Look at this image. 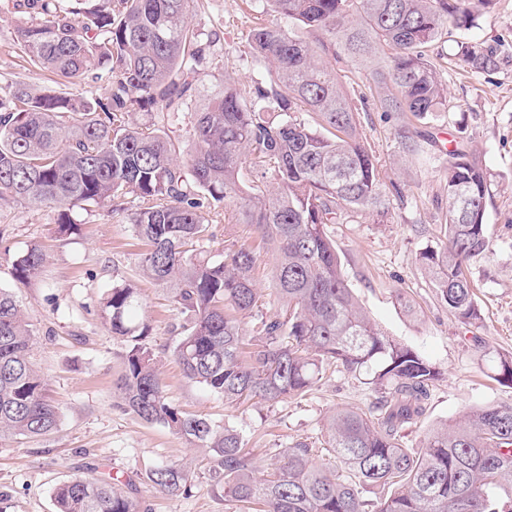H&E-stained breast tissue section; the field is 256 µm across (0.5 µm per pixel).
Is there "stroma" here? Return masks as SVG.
I'll return each mask as SVG.
<instances>
[{
    "instance_id": "1",
    "label": "stroma",
    "mask_w": 512,
    "mask_h": 512,
    "mask_svg": "<svg viewBox=\"0 0 512 512\" xmlns=\"http://www.w3.org/2000/svg\"><path fill=\"white\" fill-rule=\"evenodd\" d=\"M30 20L11 0H0V95L17 81L55 85L52 74L27 63L17 44L18 26ZM264 20L255 0H198L192 25L217 37L212 74L229 71L246 83L265 73L264 63L245 55L249 31ZM460 41L492 51L496 69L475 74L464 68L455 56ZM430 58L447 88L446 102L443 111L418 124L413 155L401 149L398 120L381 112L368 72L337 59L342 87L359 109L360 137L384 182L400 192L390 195L386 213L367 211L326 227L347 283L371 321L440 372L422 418L407 432L405 442L415 450L430 430L463 422L473 409L512 402V386L493 378L496 354L512 353V0H495L473 27L449 29ZM463 140L476 150L491 180L485 214L489 249L469 267L481 311L474 326L449 313L419 260L437 243L447 152ZM73 218L78 232L63 237L56 209L0 202V289L14 294L36 328L32 360L61 414L49 435L0 438V512H54L53 488L77 476H110L130 484L151 512H227L204 475L203 450L120 404L115 383L126 343L105 324L101 302L121 281L139 290L141 315L150 326L147 344L162 361L170 402L240 431L258 473L298 440L317 446V463H328L319 448L327 417L339 408L367 409L377 397L371 386L330 371L305 396L236 404L190 382L171 356L178 339L173 326L181 315L168 293L142 276L140 248L129 226L107 205L76 210ZM209 220L213 236L201 242V250L257 242L250 227L233 223L223 209L212 211ZM34 243L48 261L37 279L18 282L13 262ZM162 464L190 466L197 475L191 493L159 492L147 475Z\"/></svg>"
}]
</instances>
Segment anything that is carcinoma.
Listing matches in <instances>:
<instances>
[{
  "mask_svg": "<svg viewBox=\"0 0 512 512\" xmlns=\"http://www.w3.org/2000/svg\"><path fill=\"white\" fill-rule=\"evenodd\" d=\"M18 0L34 21L17 31L22 53L60 84L110 74L102 97L77 99L17 83L0 96V201L52 205L58 231L78 230L75 209L112 203L143 243L144 275L169 289L188 313L172 350L184 376L230 402L300 397L330 367L384 391L368 411L338 410L324 443L331 469L296 441L268 474L255 473L243 435L168 401L159 361L145 343L137 289L117 282L102 301L112 335L128 343L117 389L123 407L209 449L210 487L228 512H512V403L478 408L462 425L424 437L414 452L403 430L424 414L439 371L378 329L349 288L326 233L366 211L384 212L387 185L357 131L358 108L330 60L370 71L380 108L399 118L402 150L418 149L414 122L437 111L446 92L426 51L448 26L469 28L472 0H258L288 21L250 30L248 53L269 80L230 74L201 87L211 41L190 22L195 0ZM468 69L496 67L493 53L461 42ZM139 109L145 123L133 118ZM307 113L302 120L297 112ZM191 124L193 149L176 153L169 127ZM445 222L439 243L420 254L437 296L465 325L481 318L471 261L485 255L488 176L476 153L448 152ZM138 200L126 213V196ZM232 206L235 223L275 250L277 315L250 326L262 298L254 248L231 242L219 254L193 245L210 234L206 210ZM36 244L14 260L19 281L37 278ZM34 325L0 289V435L39 437L60 414L30 361ZM495 380L512 383V355L497 356ZM148 479L168 495L194 485L184 466ZM393 490L370 499L365 488ZM55 512H142L118 484L75 477L53 490Z\"/></svg>",
  "mask_w": 512,
  "mask_h": 512,
  "instance_id": "1",
  "label": "carcinoma"
}]
</instances>
